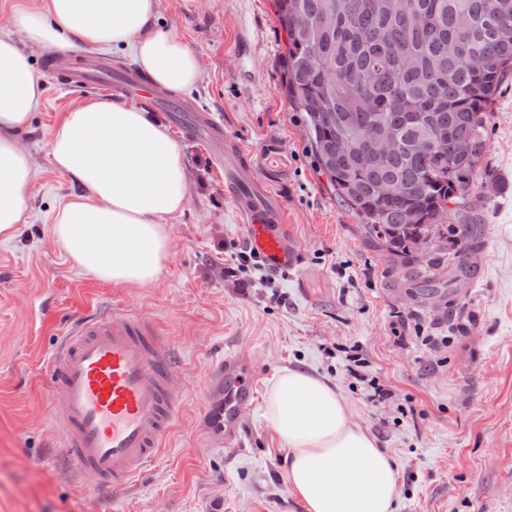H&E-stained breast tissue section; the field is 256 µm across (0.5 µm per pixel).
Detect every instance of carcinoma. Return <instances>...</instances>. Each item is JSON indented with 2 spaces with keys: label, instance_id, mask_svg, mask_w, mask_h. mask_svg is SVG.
<instances>
[{
  "label": "carcinoma",
  "instance_id": "cac0c4a2",
  "mask_svg": "<svg viewBox=\"0 0 512 512\" xmlns=\"http://www.w3.org/2000/svg\"><path fill=\"white\" fill-rule=\"evenodd\" d=\"M286 33L282 89L303 114L316 169L365 240L411 276L448 260L449 292L470 283L481 244L489 106L512 77V0H273ZM398 147L366 141L376 124ZM441 137L435 154L415 140ZM397 183L403 194L378 196Z\"/></svg>",
  "mask_w": 512,
  "mask_h": 512
}]
</instances>
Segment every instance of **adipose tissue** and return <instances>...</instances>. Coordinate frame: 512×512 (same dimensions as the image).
<instances>
[{
	"label": "adipose tissue",
	"instance_id": "obj_1",
	"mask_svg": "<svg viewBox=\"0 0 512 512\" xmlns=\"http://www.w3.org/2000/svg\"><path fill=\"white\" fill-rule=\"evenodd\" d=\"M156 0H37L0 32V242L24 222L34 167L17 133L44 95L27 46L131 50L154 84L186 90L200 79L195 54L154 30ZM50 161L84 188L57 210L51 238L87 276L115 288H146L172 252L168 226L189 201L181 145L145 109L118 100L81 102L64 112ZM268 422L288 448V485L307 512H396L399 467L353 418L336 385L299 367L282 368Z\"/></svg>",
	"mask_w": 512,
	"mask_h": 512
}]
</instances>
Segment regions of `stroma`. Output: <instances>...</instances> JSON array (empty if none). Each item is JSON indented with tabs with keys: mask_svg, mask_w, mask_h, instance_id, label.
Returning a JSON list of instances; mask_svg holds the SVG:
<instances>
[{
	"mask_svg": "<svg viewBox=\"0 0 512 512\" xmlns=\"http://www.w3.org/2000/svg\"><path fill=\"white\" fill-rule=\"evenodd\" d=\"M155 27L194 52L200 80L152 110L184 150L190 200L169 227L172 256L147 288L88 277L51 240L58 207L83 188L52 166L50 133L67 108L101 93L46 76L49 50H31L45 93L19 138L37 174L25 224L0 243V512H306L267 420L286 366L336 383L396 458L398 512H512V79L491 104L484 155L507 188L483 194L468 287L431 307L401 266L367 246L317 173L282 90L286 34L272 0H158ZM184 102L245 146L288 210L296 266L276 273L241 259L247 236L224 170L169 110ZM100 311L139 312L160 326L182 401L164 448L116 492L80 479L49 417L46 361L64 330ZM228 354L243 358L255 384L234 448L204 410L216 398L204 375Z\"/></svg>",
	"mask_w": 512,
	"mask_h": 512,
	"instance_id": "1",
	"label": "stroma"
}]
</instances>
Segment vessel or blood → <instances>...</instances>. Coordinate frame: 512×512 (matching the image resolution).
Segmentation results:
<instances>
[{"instance_id":"obj_1","label":"vessel or blood","mask_w":512,"mask_h":512,"mask_svg":"<svg viewBox=\"0 0 512 512\" xmlns=\"http://www.w3.org/2000/svg\"><path fill=\"white\" fill-rule=\"evenodd\" d=\"M50 63L74 83L94 78L100 87L121 94L153 103L163 98L137 75L113 76L109 59L102 55L85 59L79 67L67 56L52 57ZM185 132L208 134L214 147L223 148L224 188L237 205L256 256L276 271L293 267L297 251L280 230L284 208L270 201L241 144L224 136L202 110L195 112ZM241 367L239 357H225L223 374L212 382L223 390L224 403L212 406L210 414L228 448L238 442V416L253 397ZM171 372L165 341L140 314L106 315L66 333L48 361L50 399L54 427L77 471L119 489L159 453L181 411Z\"/></svg>"}]
</instances>
